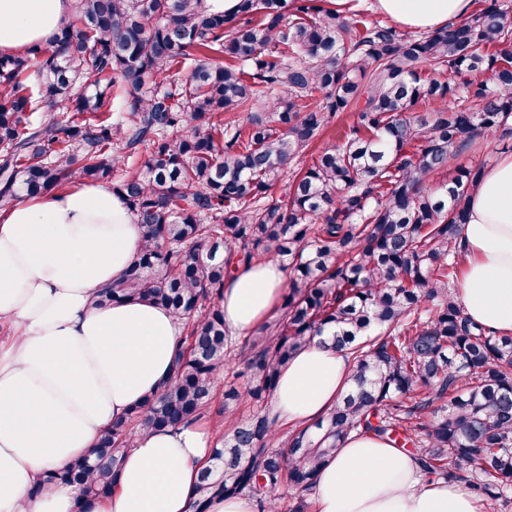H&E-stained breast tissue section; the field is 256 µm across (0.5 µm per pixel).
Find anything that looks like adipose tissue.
I'll use <instances>...</instances> for the list:
<instances>
[{"label":"adipose tissue","mask_w":512,"mask_h":512,"mask_svg":"<svg viewBox=\"0 0 512 512\" xmlns=\"http://www.w3.org/2000/svg\"><path fill=\"white\" fill-rule=\"evenodd\" d=\"M398 26L434 30L467 17L473 0H377ZM77 0H0V55L58 35ZM465 314L512 334V154L481 176L467 201ZM143 238L122 194L77 182L0 210V512H77L79 490L41 480L85 457L102 433L169 381L182 324L164 307L128 299L91 305L121 280ZM287 272L251 264L224 281V323L252 332L280 302ZM350 356L323 338L282 370L271 413L298 425L326 416L350 386ZM214 435L187 423L137 434L112 493L92 512H192ZM318 512H487L459 483L426 481L418 454L372 434L348 436L319 471Z\"/></svg>","instance_id":"ef3b65f1"}]
</instances>
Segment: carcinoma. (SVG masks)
<instances>
[{
	"label": "carcinoma",
	"mask_w": 512,
	"mask_h": 512,
	"mask_svg": "<svg viewBox=\"0 0 512 512\" xmlns=\"http://www.w3.org/2000/svg\"><path fill=\"white\" fill-rule=\"evenodd\" d=\"M40 80L29 83L32 73ZM123 112L112 120L113 107ZM341 112L340 142L308 152ZM512 21L499 0L412 35L335 0H79L47 46L0 57V208L75 178L112 184L143 249L96 305L142 299L184 323L172 382L112 424L96 461L43 484L112 492L138 432L213 411L212 465L193 512L216 498L276 500L353 433L418 449L429 481L463 482L493 512L512 488V336L472 322L455 293L465 203L481 168L453 164L484 132L512 136ZM259 256L289 270L279 317L239 352L246 394L216 403L229 335L224 277ZM382 332L367 336L372 328ZM331 334L351 386L327 416L280 434L266 411L288 360Z\"/></svg>",
	"instance_id": "cac0c4a2"
}]
</instances>
